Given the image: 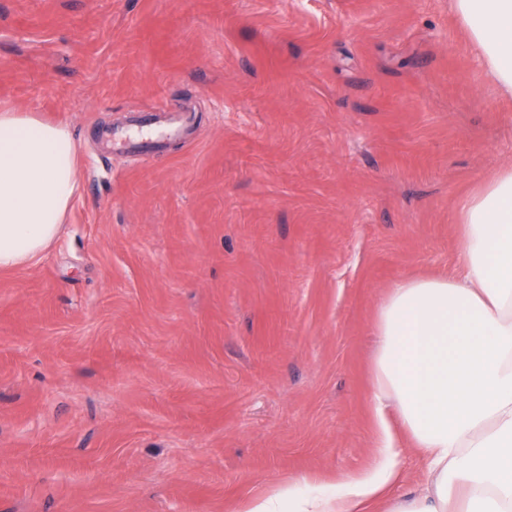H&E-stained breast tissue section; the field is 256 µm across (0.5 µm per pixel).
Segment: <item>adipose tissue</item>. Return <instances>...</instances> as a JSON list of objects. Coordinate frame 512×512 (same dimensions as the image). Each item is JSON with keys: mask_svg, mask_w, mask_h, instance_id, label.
<instances>
[{"mask_svg": "<svg viewBox=\"0 0 512 512\" xmlns=\"http://www.w3.org/2000/svg\"><path fill=\"white\" fill-rule=\"evenodd\" d=\"M503 94L512 96V0H451ZM69 129L32 112H0V270L58 238L77 191ZM460 276L396 283L377 310V412L391 411L427 466L424 490L394 494L401 451L328 496L291 484L247 512H512V165L459 204Z\"/></svg>", "mask_w": 512, "mask_h": 512, "instance_id": "adipose-tissue-1", "label": "adipose tissue"}]
</instances>
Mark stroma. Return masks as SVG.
I'll return each instance as SVG.
<instances>
[{
  "instance_id": "1",
  "label": "stroma",
  "mask_w": 512,
  "mask_h": 512,
  "mask_svg": "<svg viewBox=\"0 0 512 512\" xmlns=\"http://www.w3.org/2000/svg\"><path fill=\"white\" fill-rule=\"evenodd\" d=\"M160 103L190 137L111 140ZM4 108L79 170L0 271V512H242L372 468L377 307L457 272L460 201L512 163L450 0H0Z\"/></svg>"
}]
</instances>
